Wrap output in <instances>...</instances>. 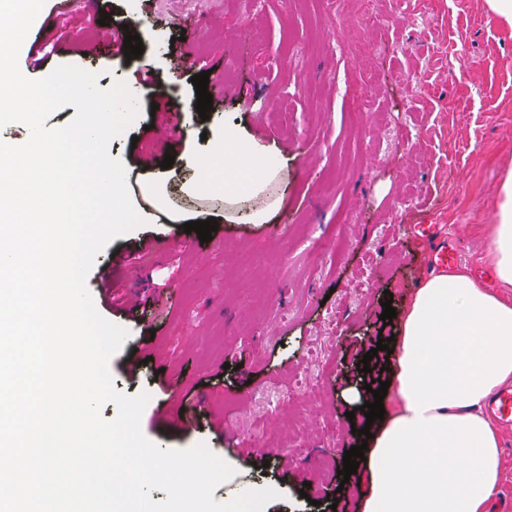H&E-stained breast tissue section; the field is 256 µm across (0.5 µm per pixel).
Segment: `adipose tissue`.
I'll return each instance as SVG.
<instances>
[{
    "instance_id": "obj_1",
    "label": "adipose tissue",
    "mask_w": 512,
    "mask_h": 512,
    "mask_svg": "<svg viewBox=\"0 0 512 512\" xmlns=\"http://www.w3.org/2000/svg\"><path fill=\"white\" fill-rule=\"evenodd\" d=\"M187 191L235 203L276 175L264 144L217 137ZM487 255L497 289L463 268L428 277L397 313L383 419L362 468L361 512H487L502 480L488 399L512 383V170L500 186Z\"/></svg>"
}]
</instances>
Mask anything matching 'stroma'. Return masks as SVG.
<instances>
[{"label": "stroma", "instance_id": "obj_1", "mask_svg": "<svg viewBox=\"0 0 512 512\" xmlns=\"http://www.w3.org/2000/svg\"><path fill=\"white\" fill-rule=\"evenodd\" d=\"M104 12L116 30L149 19L137 59L100 39ZM33 28L47 39L21 47L27 78L74 64L98 73L99 88L122 81L139 95L141 116L109 154L128 172L166 178L168 200L173 172L188 175L225 127L280 156L265 223L241 204L210 206L218 230L202 243L151 214L87 275L99 298L112 255H138L115 295L137 289L156 317L99 313L129 332L109 369L116 390L150 393L144 436L235 458L245 483L279 488L269 512H359L361 474L339 475L358 443L342 392L381 376L374 347L394 332L381 318L385 293L402 308L435 269L434 245L415 225H433L458 267L496 285L485 227L512 169V29L484 0H256L251 11L243 0H96L64 11L46 0ZM187 58L213 76L205 120ZM163 125L173 136L154 138ZM145 241L153 252L140 253ZM132 352L145 359L134 373L124 365ZM189 407L195 418L177 424Z\"/></svg>", "mask_w": 512, "mask_h": 512}]
</instances>
